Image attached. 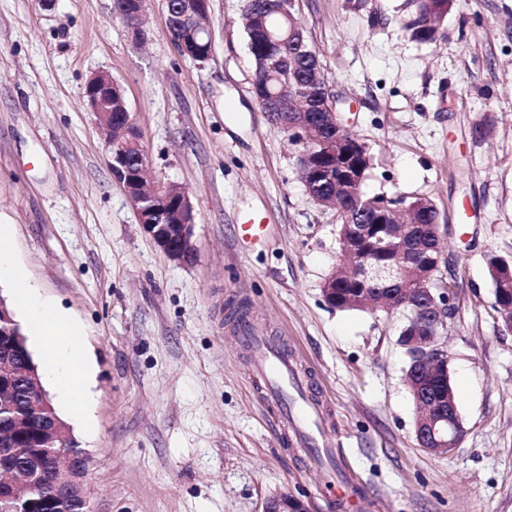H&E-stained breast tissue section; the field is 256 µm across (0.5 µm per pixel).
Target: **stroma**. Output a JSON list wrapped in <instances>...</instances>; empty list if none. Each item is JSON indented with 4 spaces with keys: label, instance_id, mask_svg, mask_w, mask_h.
Here are the masks:
<instances>
[{
    "label": "stroma",
    "instance_id": "stroma-1",
    "mask_svg": "<svg viewBox=\"0 0 512 512\" xmlns=\"http://www.w3.org/2000/svg\"><path fill=\"white\" fill-rule=\"evenodd\" d=\"M246 0H211L208 61L182 56L162 0L136 42L112 0H0V226L39 299L91 361L89 422L42 382L89 454L92 512H262L268 497L337 512L322 473L279 446L238 317L281 337L327 426L357 512H512V333L491 258L512 262V0H454L437 42L411 39L410 0H295L344 124L366 145L368 197L432 200L454 284L441 341L466 433L416 437L400 343L409 314L339 309L335 210L308 193L299 144L256 103ZM105 71L143 134L150 177L195 207L191 262L170 260L116 181L84 86ZM261 213V247L238 243Z\"/></svg>",
    "mask_w": 512,
    "mask_h": 512
}]
</instances>
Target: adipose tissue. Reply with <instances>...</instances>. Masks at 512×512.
Returning <instances> with one entry per match:
<instances>
[{
	"label": "adipose tissue",
	"instance_id": "obj_1",
	"mask_svg": "<svg viewBox=\"0 0 512 512\" xmlns=\"http://www.w3.org/2000/svg\"><path fill=\"white\" fill-rule=\"evenodd\" d=\"M9 269L17 296L28 312L27 326L44 345L51 362H64V383L76 417H84L90 369L78 342V331L60 311L40 304L25 273L15 267L8 250L0 246V268Z\"/></svg>",
	"mask_w": 512,
	"mask_h": 512
}]
</instances>
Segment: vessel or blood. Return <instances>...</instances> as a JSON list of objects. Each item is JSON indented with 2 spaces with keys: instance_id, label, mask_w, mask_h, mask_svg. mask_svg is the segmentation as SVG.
I'll list each match as a JSON object with an SVG mask.
<instances>
[{
  "instance_id": "1",
  "label": "vessel or blood",
  "mask_w": 512,
  "mask_h": 512,
  "mask_svg": "<svg viewBox=\"0 0 512 512\" xmlns=\"http://www.w3.org/2000/svg\"><path fill=\"white\" fill-rule=\"evenodd\" d=\"M236 331L240 342L250 351L252 378L263 385L264 405L282 412L280 444L297 448L326 446L320 428L321 408L309 397L282 341L257 334L244 321L238 323Z\"/></svg>"
}]
</instances>
